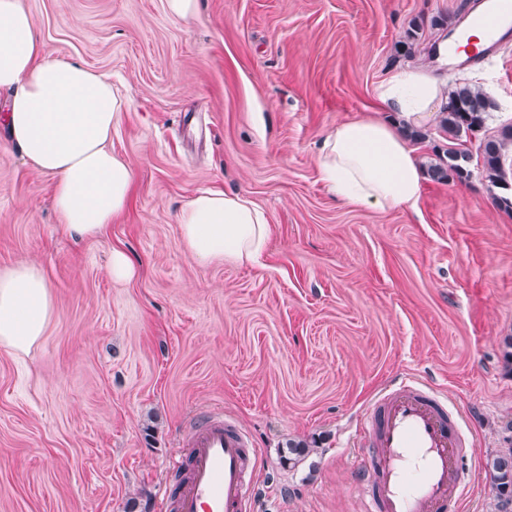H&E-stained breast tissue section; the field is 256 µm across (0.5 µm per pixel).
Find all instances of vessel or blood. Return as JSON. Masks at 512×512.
I'll use <instances>...</instances> for the list:
<instances>
[{"mask_svg":"<svg viewBox=\"0 0 512 512\" xmlns=\"http://www.w3.org/2000/svg\"><path fill=\"white\" fill-rule=\"evenodd\" d=\"M492 49L512 28V0H489L475 20ZM365 452L360 485L368 512H448L465 488L462 459L471 445L459 419L425 383L399 379L362 414ZM188 471L173 500L175 512H248L252 444L223 412L191 421L183 438Z\"/></svg>","mask_w":512,"mask_h":512,"instance_id":"1","label":"vessel or blood"}]
</instances>
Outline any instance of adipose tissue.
I'll return each instance as SVG.
<instances>
[{
    "label": "adipose tissue",
    "instance_id": "ef3b65f1",
    "mask_svg": "<svg viewBox=\"0 0 512 512\" xmlns=\"http://www.w3.org/2000/svg\"><path fill=\"white\" fill-rule=\"evenodd\" d=\"M0 122L27 162L54 179L60 228L84 239L105 234L126 211L135 172L109 143L127 106L103 73L50 57L25 0H0ZM381 116L337 124L318 164L336 199L382 210L415 208L424 168L405 138L427 127L442 106L434 70L406 67L378 89ZM186 252L202 263L256 261L269 238L266 212L221 192L194 196L177 216ZM53 296L44 270L21 261L0 271V348L28 354L44 336Z\"/></svg>",
    "mask_w": 512,
    "mask_h": 512
}]
</instances>
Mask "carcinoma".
<instances>
[{
  "label": "carcinoma",
  "mask_w": 512,
  "mask_h": 512,
  "mask_svg": "<svg viewBox=\"0 0 512 512\" xmlns=\"http://www.w3.org/2000/svg\"><path fill=\"white\" fill-rule=\"evenodd\" d=\"M491 108L490 100L476 88L463 85L448 91V103L436 128L448 144L433 149L428 166L432 180L467 183L477 174L491 186L512 192L504 168L512 150V125L502 127L496 136L480 137ZM475 139L479 144L474 156L468 143ZM486 466L494 483V512H512V448L498 452Z\"/></svg>",
  "instance_id": "carcinoma-1"
}]
</instances>
